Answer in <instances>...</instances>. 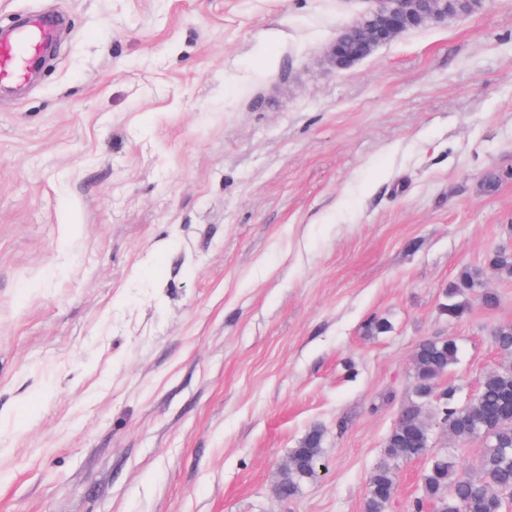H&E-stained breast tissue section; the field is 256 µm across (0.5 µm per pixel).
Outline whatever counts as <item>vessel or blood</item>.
Masks as SVG:
<instances>
[{"mask_svg": "<svg viewBox=\"0 0 512 512\" xmlns=\"http://www.w3.org/2000/svg\"><path fill=\"white\" fill-rule=\"evenodd\" d=\"M54 17L32 14L24 27H0V80L26 81L33 65L56 40Z\"/></svg>", "mask_w": 512, "mask_h": 512, "instance_id": "b4317fda", "label": "vessel or blood"}]
</instances>
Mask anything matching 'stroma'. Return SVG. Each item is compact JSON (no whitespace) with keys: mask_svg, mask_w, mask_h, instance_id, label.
Masks as SVG:
<instances>
[{"mask_svg":"<svg viewBox=\"0 0 512 512\" xmlns=\"http://www.w3.org/2000/svg\"><path fill=\"white\" fill-rule=\"evenodd\" d=\"M368 7L0 0L64 19L0 86V512H364L419 343L456 341L461 406L512 364L487 267L512 249V0L333 70ZM314 427L319 471L279 500ZM432 446L478 475L483 439ZM426 467L398 463L387 512Z\"/></svg>","mask_w":512,"mask_h":512,"instance_id":"1","label":"stroma"}]
</instances>
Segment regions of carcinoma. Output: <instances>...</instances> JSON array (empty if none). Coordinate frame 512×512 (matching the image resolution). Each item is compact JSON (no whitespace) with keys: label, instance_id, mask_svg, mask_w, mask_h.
Listing matches in <instances>:
<instances>
[{"label":"carcinoma","instance_id":"1","mask_svg":"<svg viewBox=\"0 0 512 512\" xmlns=\"http://www.w3.org/2000/svg\"><path fill=\"white\" fill-rule=\"evenodd\" d=\"M488 264L498 273L512 276V251H495ZM478 285L479 273L462 272L448 286L450 303L443 306V311L452 317L462 315L464 309L451 299ZM493 340L502 350L512 352V324L497 326ZM457 354V343L450 338L426 340L414 352L417 401L407 406L387 436L383 459L368 479L364 512H386L395 485L393 464L420 458L428 459V465L412 512H506V497L512 496V367L485 377L477 396L457 407L451 403L453 389L440 385V379L456 363ZM426 405L433 417L443 418L449 434L462 440L484 439L480 475L457 474L448 452L429 455L432 422L422 416ZM321 441V431L314 428L291 450L292 464L279 478L289 496H294L305 480L313 478L312 466L320 464L322 458Z\"/></svg>","mask_w":512,"mask_h":512}]
</instances>
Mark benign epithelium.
<instances>
[{"instance_id": "1", "label": "benign epithelium", "mask_w": 512, "mask_h": 512, "mask_svg": "<svg viewBox=\"0 0 512 512\" xmlns=\"http://www.w3.org/2000/svg\"><path fill=\"white\" fill-rule=\"evenodd\" d=\"M466 11L448 7V0H373L374 6L334 39L329 56L338 70L347 69L412 28L468 15L483 0H467Z\"/></svg>"}]
</instances>
